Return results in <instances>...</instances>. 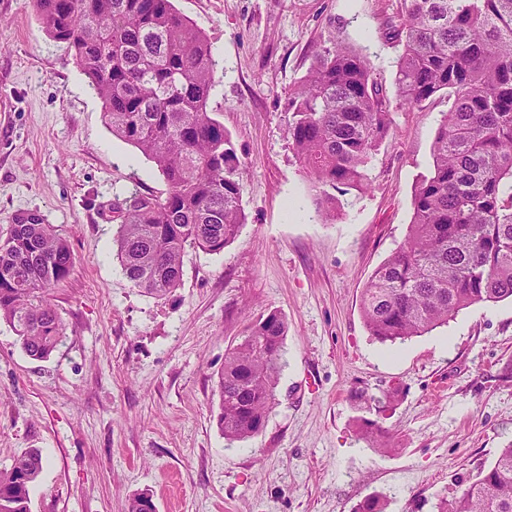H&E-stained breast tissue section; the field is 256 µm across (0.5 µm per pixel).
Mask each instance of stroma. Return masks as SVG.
<instances>
[{"mask_svg":"<svg viewBox=\"0 0 512 512\" xmlns=\"http://www.w3.org/2000/svg\"><path fill=\"white\" fill-rule=\"evenodd\" d=\"M212 45L210 108L243 163L245 222L224 251L187 250L181 283L158 299L112 249L131 192L165 195L154 164L113 136L102 102L33 0H0V226L36 211L75 255L53 289L66 338L39 361L0 321V469L46 457L30 512H387L437 500L512 442V301L461 310L397 345L370 336L361 301L404 242L416 183L448 110L438 95L393 112L369 186L341 195L328 221L288 143L289 97L320 44L367 57L396 98L400 0H173ZM287 323L283 368L264 429L227 441L217 375L232 340L261 314ZM397 390L387 452L361 439L363 397Z\"/></svg>","mask_w":512,"mask_h":512,"instance_id":"obj_1","label":"stroma"}]
</instances>
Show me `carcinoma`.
<instances>
[{"label":"carcinoma","instance_id":"carcinoma-1","mask_svg":"<svg viewBox=\"0 0 512 512\" xmlns=\"http://www.w3.org/2000/svg\"><path fill=\"white\" fill-rule=\"evenodd\" d=\"M39 22L67 44L102 101L112 134L156 166L165 196L133 194L116 256L134 286L155 297L178 288L187 248L220 253L238 236L242 162L209 109L216 85L211 44L172 0H34ZM397 105L417 108L438 93L451 104L432 166L413 196L403 244L374 271L362 317L371 336L402 343L474 304L512 297V0H403ZM289 144L319 189L317 205L339 216L336 192L360 189L388 136L391 101L370 62L336 41L316 51L290 96ZM74 254L41 214H17L0 231V320L26 354L48 358L66 327L52 290ZM286 322L270 310L224 356L217 424L230 441L265 426L282 368ZM393 395L368 399L376 418L358 434L386 451ZM37 449L0 469V512H28L43 470ZM373 495L354 512H385ZM435 512H512V443Z\"/></svg>","mask_w":512,"mask_h":512}]
</instances>
